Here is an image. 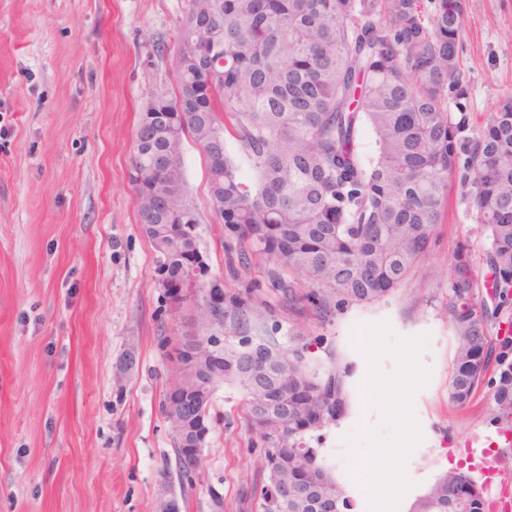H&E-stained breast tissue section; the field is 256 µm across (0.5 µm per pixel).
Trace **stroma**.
Segmentation results:
<instances>
[{
    "mask_svg": "<svg viewBox=\"0 0 512 512\" xmlns=\"http://www.w3.org/2000/svg\"><path fill=\"white\" fill-rule=\"evenodd\" d=\"M460 59L469 80L466 136L477 135L498 101L512 97V0H465ZM190 0H0V512H156L162 481H175V452L162 402L178 377L175 348L192 335L193 310L175 307L154 284V253L137 221L131 182L139 113L172 66ZM168 52H158L156 36ZM188 199L210 278L225 290L253 286L247 330L225 323L221 339L260 336L285 349L322 340L316 364L350 369L345 415L310 432L307 447L344 485L355 512H368L363 478L346 469L345 434L379 421L365 389L367 360L350 333L388 321L400 336L429 334L431 370L414 408L424 439L407 462L419 481L409 512L449 462L486 484L487 499L512 503V469H495L500 447L494 403L481 387L466 407L448 398L455 333L448 293L458 254L477 292L490 279L487 241L471 199L452 184L430 253L389 296L320 315L288 305L263 262L242 265L214 222L200 148L183 149ZM135 366L118 374L127 354ZM242 394L218 387L210 433L182 512H262L254 487L262 450L245 420Z\"/></svg>",
    "mask_w": 512,
    "mask_h": 512,
    "instance_id": "obj_1",
    "label": "stroma"
}]
</instances>
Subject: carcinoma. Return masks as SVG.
I'll return each instance as SVG.
<instances>
[{
  "mask_svg": "<svg viewBox=\"0 0 512 512\" xmlns=\"http://www.w3.org/2000/svg\"><path fill=\"white\" fill-rule=\"evenodd\" d=\"M463 0H191L174 60L178 93L147 103L134 140L139 224L169 227L168 279L183 288L198 223L187 198L184 139L207 160L208 192L224 215V248L263 255L270 285L288 304L326 313L388 296L431 247L454 177L474 202L488 241L493 307L479 305L460 256L448 295L456 335L448 396L467 405L482 384L492 425L512 467V333L491 342L488 321H512V97L501 99L478 135L462 137L448 94L467 97L459 61ZM376 152L360 151L364 130ZM233 141L254 173L227 151ZM248 292L224 295V316L243 323ZM309 344L288 349V367L244 338L224 345V384L241 390L245 419L266 449L262 503L276 480L295 487L281 512H353L354 502L305 435L336 423L347 406L345 371L313 368ZM465 496H460L461 491ZM412 512H488L483 485L458 467L417 498Z\"/></svg>",
  "mask_w": 512,
  "mask_h": 512,
  "instance_id": "obj_1",
  "label": "carcinoma"
}]
</instances>
